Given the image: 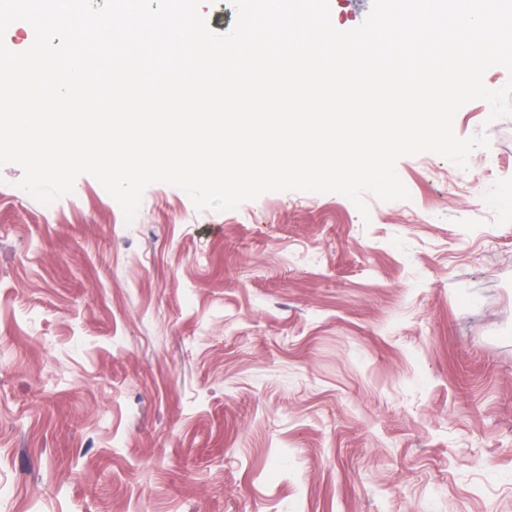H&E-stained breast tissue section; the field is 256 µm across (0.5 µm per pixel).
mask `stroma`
<instances>
[{
  "label": "stroma",
  "mask_w": 512,
  "mask_h": 512,
  "mask_svg": "<svg viewBox=\"0 0 512 512\" xmlns=\"http://www.w3.org/2000/svg\"><path fill=\"white\" fill-rule=\"evenodd\" d=\"M406 201L269 192L133 223L0 167V512H512V117Z\"/></svg>",
  "instance_id": "obj_1"
}]
</instances>
